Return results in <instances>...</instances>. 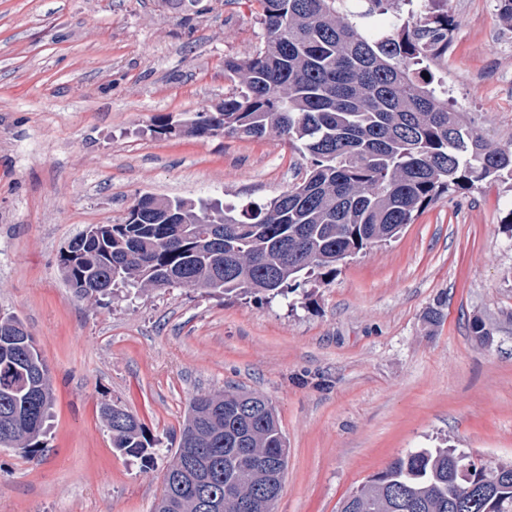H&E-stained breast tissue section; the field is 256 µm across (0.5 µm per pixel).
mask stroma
<instances>
[{"mask_svg": "<svg viewBox=\"0 0 512 512\" xmlns=\"http://www.w3.org/2000/svg\"><path fill=\"white\" fill-rule=\"evenodd\" d=\"M448 96L512 147V61L497 0H448ZM257 0H0V312L51 373L38 462L0 448V512H152L197 394L243 388L288 446L277 512H340L398 456L451 444L512 458V181L449 190L400 235L288 295L177 286L81 300L61 249L144 194L263 204L309 164L275 133L164 135L240 90L227 59L261 43ZM438 308V324L426 323ZM483 318L490 344L469 326ZM111 401L157 439L114 452Z\"/></svg>", "mask_w": 512, "mask_h": 512, "instance_id": "1", "label": "stroma"}]
</instances>
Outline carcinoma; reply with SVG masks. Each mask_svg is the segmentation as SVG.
Listing matches in <instances>:
<instances>
[{
  "label": "carcinoma",
  "instance_id": "obj_1",
  "mask_svg": "<svg viewBox=\"0 0 512 512\" xmlns=\"http://www.w3.org/2000/svg\"><path fill=\"white\" fill-rule=\"evenodd\" d=\"M262 42L227 59L238 95L195 113L189 136L274 132L310 159L301 182L267 204L150 196L140 222L97 224L60 253L75 297L178 285L228 295H283L336 263L399 235L448 192L512 176V151L484 141L448 108V0H258ZM386 14L387 27L372 19ZM49 368L15 315L0 314V443L29 461L47 447ZM100 415L123 456L153 459L157 442L125 409ZM288 455L274 407L241 389L193 398L153 512H274ZM451 446L397 457L341 512H512V459L461 475Z\"/></svg>",
  "mask_w": 512,
  "mask_h": 512
}]
</instances>
